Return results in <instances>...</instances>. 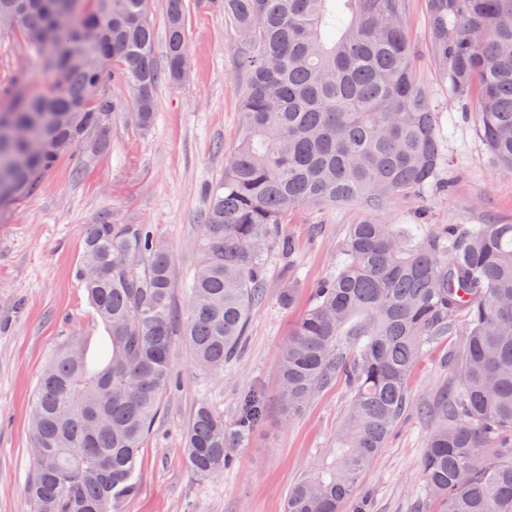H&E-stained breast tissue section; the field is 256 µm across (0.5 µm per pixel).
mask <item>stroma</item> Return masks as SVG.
Returning <instances> with one entry per match:
<instances>
[{
    "label": "stroma",
    "instance_id": "stroma-1",
    "mask_svg": "<svg viewBox=\"0 0 512 512\" xmlns=\"http://www.w3.org/2000/svg\"><path fill=\"white\" fill-rule=\"evenodd\" d=\"M189 66L178 83L156 90L151 128L129 118L125 91L105 87L118 107L106 125L46 171L37 187L0 212V512H28L24 488L33 468L29 413L40 374L56 350L80 341L99 357L106 331L76 277L85 225L146 224L172 253L178 308L186 306L207 209L205 184L224 172L242 125L237 65L241 37L225 20L218 0H184ZM408 32L418 47L416 76L437 113L448 164L436 187L398 198L382 217L392 224H512V174L492 162L472 101L441 81L428 43L426 0H407ZM24 80L39 94L53 75L25 37L0 32V94ZM104 151H94L98 141ZM358 205L302 206L282 227L291 255L267 254V296L254 309L237 358L223 373L193 368L183 344L173 364L180 386L167 392L152 435L140 453L139 491L124 512H284L288 490L305 473L330 461L336 430L350 398L334 379L292 418H285L276 364L314 289L336 270L350 225L367 218ZM295 291L292 304L279 294ZM454 331L429 345L408 379L414 401L426 402L455 385L449 357L464 345ZM263 398L266 415L248 442L235 451L222 478L196 481L182 457L184 428L200 402L225 421L241 411L248 395ZM431 429L409 412L362 477L344 512H417L421 461Z\"/></svg>",
    "mask_w": 512,
    "mask_h": 512
}]
</instances>
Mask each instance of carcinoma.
<instances>
[{"mask_svg": "<svg viewBox=\"0 0 512 512\" xmlns=\"http://www.w3.org/2000/svg\"><path fill=\"white\" fill-rule=\"evenodd\" d=\"M243 33L242 130L208 189L188 308L177 310L173 256L147 224H88L78 277L106 325L105 358L74 342L44 368L31 406L30 512H124L164 394L177 382L175 337L203 374L224 371L265 298L264 254L303 205L377 212L425 193L446 165L436 112L418 84L405 0H222ZM55 75L52 89H14L0 104V206L131 99L141 130L155 91L180 81L183 0H169L165 62L148 0H0V14ZM440 75L474 100L481 136L512 174V0H427ZM68 18L62 43L38 37ZM463 322L459 385L441 397L422 457L427 512H512V224H448L429 234L374 218L350 226L336 272L315 288L278 358L281 399L297 412L342 377L351 388L328 465L289 490L285 512H342L411 405L407 380L427 345ZM266 413L248 396L232 423L197 405L183 434L187 471L215 480Z\"/></svg>", "mask_w": 512, "mask_h": 512, "instance_id": "1", "label": "carcinoma"}]
</instances>
